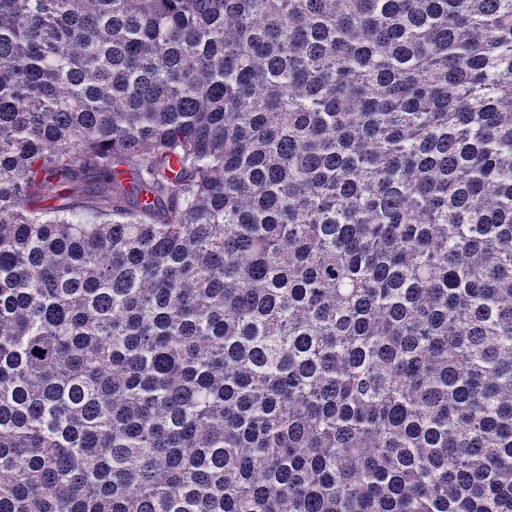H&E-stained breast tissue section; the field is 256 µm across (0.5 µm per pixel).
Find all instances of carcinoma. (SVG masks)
<instances>
[{
	"instance_id": "1",
	"label": "carcinoma",
	"mask_w": 512,
	"mask_h": 512,
	"mask_svg": "<svg viewBox=\"0 0 512 512\" xmlns=\"http://www.w3.org/2000/svg\"><path fill=\"white\" fill-rule=\"evenodd\" d=\"M0 512H512V0H0Z\"/></svg>"
}]
</instances>
